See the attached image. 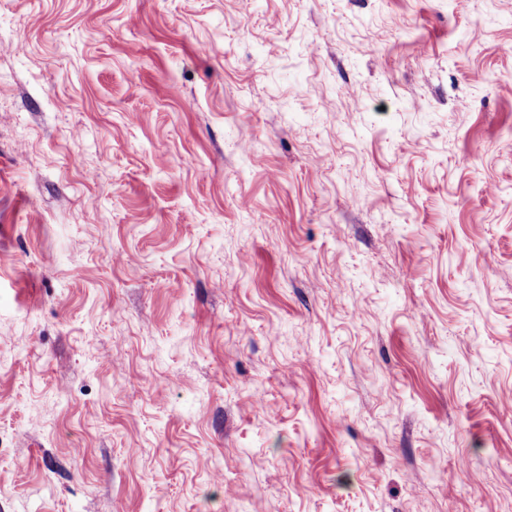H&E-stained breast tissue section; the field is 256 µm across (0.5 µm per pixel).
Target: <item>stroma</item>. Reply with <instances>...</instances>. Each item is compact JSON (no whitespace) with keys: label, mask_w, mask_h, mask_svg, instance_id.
Listing matches in <instances>:
<instances>
[{"label":"stroma","mask_w":512,"mask_h":512,"mask_svg":"<svg viewBox=\"0 0 512 512\" xmlns=\"http://www.w3.org/2000/svg\"><path fill=\"white\" fill-rule=\"evenodd\" d=\"M507 42L0 0V512H512Z\"/></svg>","instance_id":"stroma-1"}]
</instances>
